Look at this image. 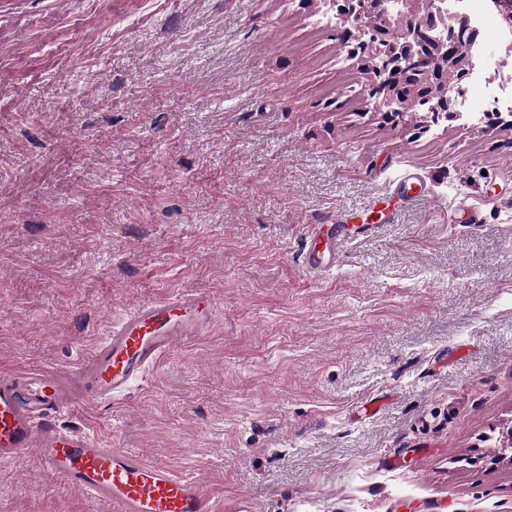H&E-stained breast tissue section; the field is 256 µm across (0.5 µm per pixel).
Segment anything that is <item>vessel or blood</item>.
Wrapping results in <instances>:
<instances>
[{
	"instance_id": "b4317fda",
	"label": "vessel or blood",
	"mask_w": 512,
	"mask_h": 512,
	"mask_svg": "<svg viewBox=\"0 0 512 512\" xmlns=\"http://www.w3.org/2000/svg\"><path fill=\"white\" fill-rule=\"evenodd\" d=\"M304 263L321 272L335 226L309 224ZM215 305L199 293L159 299L131 311L96 349L66 373H0V462L34 453L40 466L71 487L112 503L118 512H216L201 484L87 433L49 425L78 404H97L127 391L188 338L214 325Z\"/></svg>"
}]
</instances>
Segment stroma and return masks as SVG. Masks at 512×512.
Here are the masks:
<instances>
[{
    "mask_svg": "<svg viewBox=\"0 0 512 512\" xmlns=\"http://www.w3.org/2000/svg\"><path fill=\"white\" fill-rule=\"evenodd\" d=\"M364 81L303 0H0V372L205 293L209 334L52 425L220 512H512V127ZM308 224L346 232L318 274ZM0 512L115 510L26 453Z\"/></svg>",
    "mask_w": 512,
    "mask_h": 512,
    "instance_id": "stroma-1",
    "label": "stroma"
}]
</instances>
